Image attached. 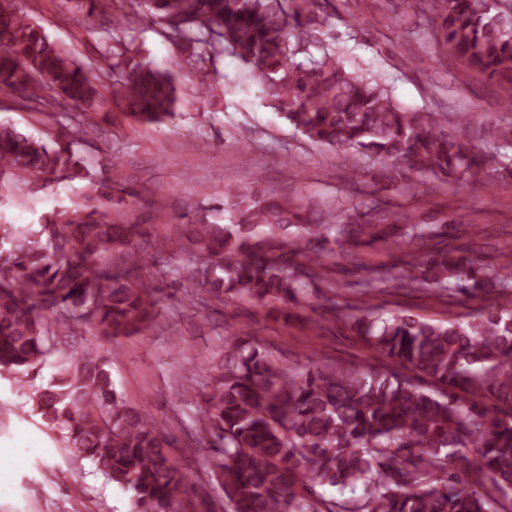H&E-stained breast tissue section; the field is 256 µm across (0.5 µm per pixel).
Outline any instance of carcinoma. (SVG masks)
Segmentation results:
<instances>
[{
  "mask_svg": "<svg viewBox=\"0 0 512 512\" xmlns=\"http://www.w3.org/2000/svg\"><path fill=\"white\" fill-rule=\"evenodd\" d=\"M330 0H137L175 43L180 61L159 68L130 48L124 19L99 36L103 65L91 79L77 60L23 8L0 0V91L21 88L44 105L86 113L103 97L139 123L161 124L179 102V69L211 91L210 65L228 49L261 87L269 106L309 141L379 164L377 178L408 187L419 176L486 183L511 170L472 134L512 147V125L452 123L440 112L401 105L374 75L347 70L319 39ZM91 17L111 0H72ZM443 41L489 79L512 84V0H432ZM91 174L73 143L57 148L0 122V189L24 181L45 187ZM112 182L94 199L51 213L38 225H0V376L29 390L44 427L60 436L69 462L89 460L131 492V512H176L185 484L168 438L148 411L116 392L112 349L76 342L114 340L156 318L155 279L139 271L161 263L141 224L112 219ZM226 222L199 214L183 236L201 261L186 268L191 294L205 303L245 296L288 303L360 247H425L407 267L371 271L363 295L425 291L452 305L458 295L493 301L463 319L432 323L408 312H381L364 299L341 315L367 349L385 360L355 369L310 360L285 372L266 350L235 334L209 389L200 396L196 440L214 448L210 463L224 512H512V270L481 264L450 247L449 221L392 215L372 200L324 214L255 184L230 187ZM118 252L122 267L112 266ZM57 371L37 382L49 357ZM336 501L315 487H354Z\"/></svg>",
  "mask_w": 512,
  "mask_h": 512,
  "instance_id": "obj_1",
  "label": "carcinoma"
}]
</instances>
